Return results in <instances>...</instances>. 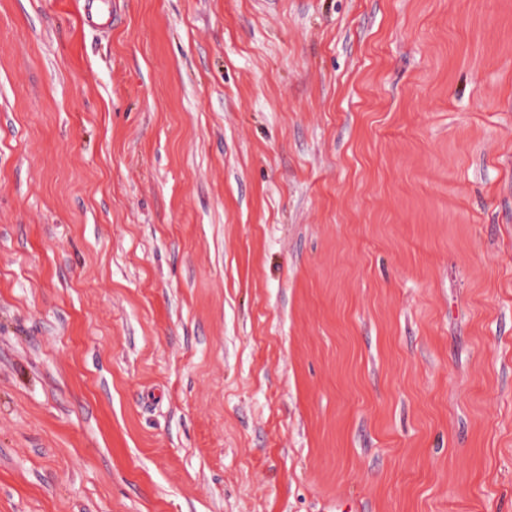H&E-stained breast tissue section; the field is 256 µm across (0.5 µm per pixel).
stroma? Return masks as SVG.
Masks as SVG:
<instances>
[{"label": "stroma", "instance_id": "35a3bbf8", "mask_svg": "<svg viewBox=\"0 0 512 512\" xmlns=\"http://www.w3.org/2000/svg\"><path fill=\"white\" fill-rule=\"evenodd\" d=\"M0 0V512H512V0ZM84 16L89 26L109 27L112 24V0H84Z\"/></svg>", "mask_w": 512, "mask_h": 512}]
</instances>
